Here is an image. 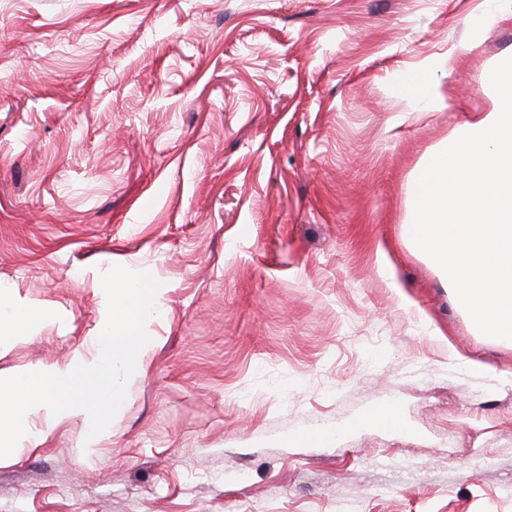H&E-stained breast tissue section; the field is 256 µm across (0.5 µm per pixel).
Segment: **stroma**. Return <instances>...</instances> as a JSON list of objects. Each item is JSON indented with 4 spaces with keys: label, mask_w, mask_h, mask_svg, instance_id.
<instances>
[{
    "label": "stroma",
    "mask_w": 512,
    "mask_h": 512,
    "mask_svg": "<svg viewBox=\"0 0 512 512\" xmlns=\"http://www.w3.org/2000/svg\"><path fill=\"white\" fill-rule=\"evenodd\" d=\"M509 57L512 0H0V290L45 313L0 378L87 346L113 266L161 302L110 435L33 418L0 512H512V346L405 229ZM367 423L383 425L397 430L405 428L400 410L396 405H386L373 409L367 416L350 423L349 428L350 430H357Z\"/></svg>",
    "instance_id": "stroma-1"
}]
</instances>
